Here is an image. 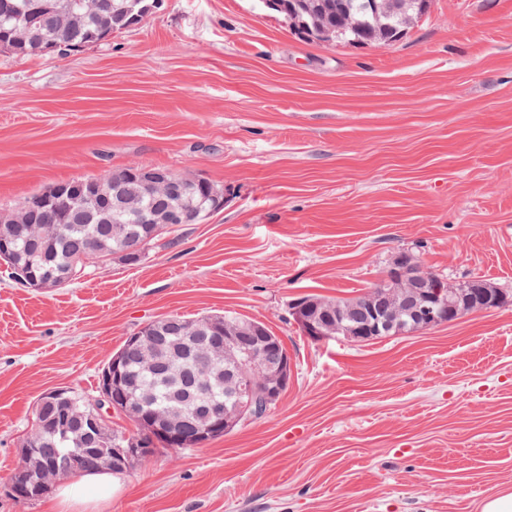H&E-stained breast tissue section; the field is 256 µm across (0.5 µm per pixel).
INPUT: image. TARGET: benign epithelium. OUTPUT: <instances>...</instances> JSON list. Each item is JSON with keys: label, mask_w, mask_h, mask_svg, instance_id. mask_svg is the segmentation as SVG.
Returning a JSON list of instances; mask_svg holds the SVG:
<instances>
[{"label": "benign epithelium", "mask_w": 512, "mask_h": 512, "mask_svg": "<svg viewBox=\"0 0 512 512\" xmlns=\"http://www.w3.org/2000/svg\"><path fill=\"white\" fill-rule=\"evenodd\" d=\"M417 7V16H422L427 7L420 3L397 5L394 0H373L370 3V18L377 24L389 26L394 19L401 24L414 20L405 11ZM362 23V15L345 13L336 18V24L318 26L321 40L330 43L339 41L346 31ZM186 173L165 172V175L147 185L146 194L158 190L168 193L185 185ZM47 201V195L36 192L27 197L18 208L25 219ZM393 261L399 269L384 278L380 284L367 290L357 299L347 303H328L313 297L304 303V310L291 309L295 322L306 336L319 339L342 336L350 341L365 343L378 332V323L383 321L395 333L401 334L416 329L431 328L456 321L469 311L501 308L508 301L499 298L495 286L480 280H468L454 288H446L432 279L409 252L397 253ZM174 319L159 318L142 332L128 338L125 349L113 356L104 372L102 399L90 410L76 414V418L88 427L99 428L106 422V414L114 410L140 411V406L129 404L122 394L129 376L126 354L134 351L140 360L154 364L151 355L152 337L161 335L160 328L167 327ZM184 339L200 349H208L224 357V390L234 398L224 411H213L205 424L191 421L185 412L153 413L152 422L158 433L172 445L184 442L183 434L194 433L196 443L205 444L213 437L236 427L254 414L255 397L264 403L281 399L291 380L292 365L288 353H274L275 339L263 326H252L242 330L239 323L222 321L216 323L189 321L181 325ZM43 423L33 421V428L23 444L22 460L28 463L33 457L42 455L41 435ZM150 452L125 438H110L99 455L97 468L112 467L131 458L144 460ZM63 469L57 461H41L36 466H27L20 480L10 484V491L24 497L29 489L46 491L56 481Z\"/></svg>", "instance_id": "7a95c632"}]
</instances>
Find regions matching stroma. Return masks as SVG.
Here are the masks:
<instances>
[{"instance_id": "obj_1", "label": "stroma", "mask_w": 512, "mask_h": 512, "mask_svg": "<svg viewBox=\"0 0 512 512\" xmlns=\"http://www.w3.org/2000/svg\"><path fill=\"white\" fill-rule=\"evenodd\" d=\"M129 165L202 175L224 205L66 287L0 261V512H46L9 488L38 399H98L170 315L263 322L291 382L264 417L133 463L100 512H480L512 487V305L366 343L288 314L364 293L402 250L512 294V0H430L382 47L257 0H154L63 56L0 51V213Z\"/></svg>"}]
</instances>
